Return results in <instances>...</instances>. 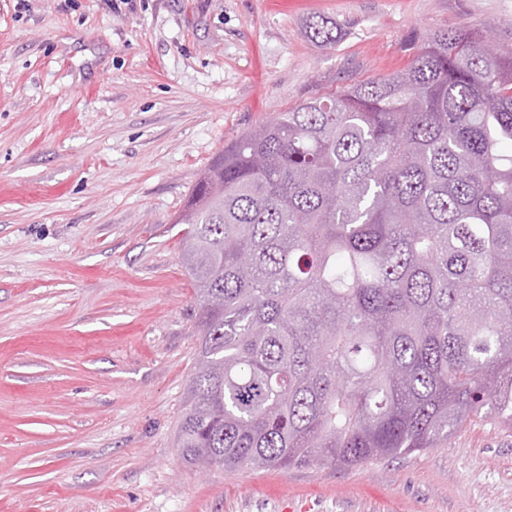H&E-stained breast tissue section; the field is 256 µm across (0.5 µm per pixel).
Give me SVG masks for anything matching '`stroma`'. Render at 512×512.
<instances>
[{"label":"stroma","mask_w":512,"mask_h":512,"mask_svg":"<svg viewBox=\"0 0 512 512\" xmlns=\"http://www.w3.org/2000/svg\"><path fill=\"white\" fill-rule=\"evenodd\" d=\"M447 29L512 48V0H0V512H512L490 417L349 468L205 471L176 442L198 340L175 219L200 175ZM306 35L311 41L321 46H336L338 38L336 27L324 19L310 21Z\"/></svg>","instance_id":"35a3bbf8"}]
</instances>
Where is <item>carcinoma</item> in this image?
Returning <instances> with one entry per match:
<instances>
[{
	"instance_id": "obj_1",
	"label": "carcinoma",
	"mask_w": 512,
	"mask_h": 512,
	"mask_svg": "<svg viewBox=\"0 0 512 512\" xmlns=\"http://www.w3.org/2000/svg\"><path fill=\"white\" fill-rule=\"evenodd\" d=\"M306 35L336 45L323 19ZM176 223L187 462L348 468L512 428V49L427 35L406 71L228 144Z\"/></svg>"
}]
</instances>
